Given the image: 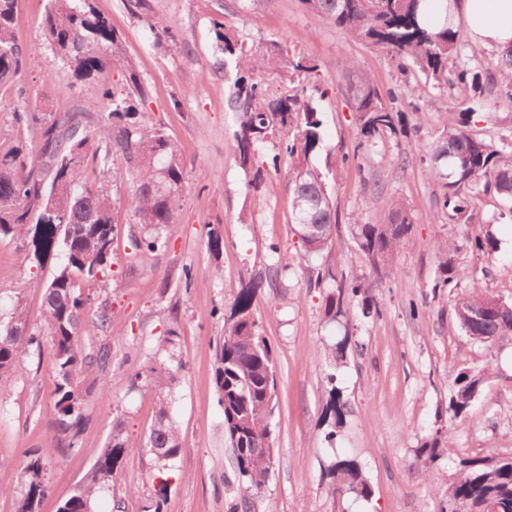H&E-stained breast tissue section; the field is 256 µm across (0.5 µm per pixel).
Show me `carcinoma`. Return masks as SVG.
I'll use <instances>...</instances> for the list:
<instances>
[{
  "mask_svg": "<svg viewBox=\"0 0 512 512\" xmlns=\"http://www.w3.org/2000/svg\"><path fill=\"white\" fill-rule=\"evenodd\" d=\"M53 2L43 22L45 40L78 77L93 78L122 60V38L107 19L91 8L80 7L77 0ZM300 2L314 20L385 53L398 71L420 73L426 83L438 89L456 83L470 88L474 98L471 105L461 110L455 121L444 122L437 136L418 148L428 163L429 176L441 187L432 222L469 224L478 202L491 193L502 202L500 217L512 218V132L492 142L471 129L485 77L497 74L512 99V55L497 58L492 71L470 66L476 48L465 42L458 26L429 24L424 18V0ZM16 3L0 0V86H11L20 78L27 55L13 35ZM216 39L224 54V68L235 70L236 160L249 176L247 187L255 190L263 183L262 151L267 144L279 141L292 161L288 182L304 255L322 257L336 231V214L323 173L313 163L322 142L321 108L296 94H272L262 80L254 78L268 73L291 83L298 76L312 74L317 65L305 56L284 54L276 43L264 53L252 54L230 32L218 31ZM344 69L352 74L348 92L353 96L359 136L354 154L376 153L389 139L408 133L405 114L395 107L398 94L390 91L382 95L352 61H345ZM125 81L121 89H102L103 109L95 118L77 106L53 112L18 105L14 109L17 127H37L38 148L28 151L17 145L0 153V242L30 241V255L39 265L59 245L66 256L65 264L43 284L39 324L29 325L18 306L7 320L0 321V387L13 377L30 350L39 352L43 346L49 347L55 379L54 423L64 452L77 446L90 395L100 402L109 400L105 387L99 386L92 393L86 386L108 367L111 352L105 343L94 346L83 342V317L91 302L82 295L80 282L97 280L112 256L116 225L108 183L116 175L114 157L123 159L124 174L130 182L129 235L136 249L153 251L161 246L163 233L177 223L180 210L185 176L181 148L161 129L149 125L143 112L148 87L139 73L126 68ZM352 235L372 279L362 275L339 277L329 268H317V285L328 289L324 314L329 322L346 316L354 299L394 274L396 255L413 242L409 208L397 202L386 223L355 224ZM207 246L216 255L223 251L220 225L207 232ZM465 247L489 258L496 249L493 234L487 232L482 238H466L463 245L449 243L448 252ZM271 252L265 272L238 289L230 325L216 354L214 382L224 411V435L241 478L229 512H254L255 495L269 481L276 461L270 437L275 358L259 333L255 302L262 288L278 286L290 264L277 248ZM461 280L463 273L449 257L439 265L434 287L452 292ZM454 314L459 328L478 344L512 336V298L492 295L476 282L467 295L457 299ZM481 381V374L467 368L456 375V387L448 400L449 417L456 418L470 407ZM328 410L336 424L343 423L347 402L334 386L329 390ZM130 447L132 442L121 432L112 433L82 486L58 512H92L97 493L120 480L122 458ZM139 447L148 449L161 469L179 455L181 434L165 406H160ZM460 465V477L449 490L445 512H481L490 498L502 503L503 512H512V457L464 459ZM328 473L336 478L341 491L360 498L372 495L356 460L336 459ZM48 491L47 467L40 456L28 454L17 482L0 463V496H15V512H40Z\"/></svg>",
  "mask_w": 512,
  "mask_h": 512,
  "instance_id": "1",
  "label": "carcinoma"
}]
</instances>
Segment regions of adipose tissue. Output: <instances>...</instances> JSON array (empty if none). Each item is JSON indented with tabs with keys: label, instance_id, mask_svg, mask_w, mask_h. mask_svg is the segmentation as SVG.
I'll list each match as a JSON object with an SVG mask.
<instances>
[{
	"label": "adipose tissue",
	"instance_id": "1",
	"mask_svg": "<svg viewBox=\"0 0 512 512\" xmlns=\"http://www.w3.org/2000/svg\"><path fill=\"white\" fill-rule=\"evenodd\" d=\"M448 19L463 22L476 47L512 50V0H450Z\"/></svg>",
	"mask_w": 512,
	"mask_h": 512
}]
</instances>
